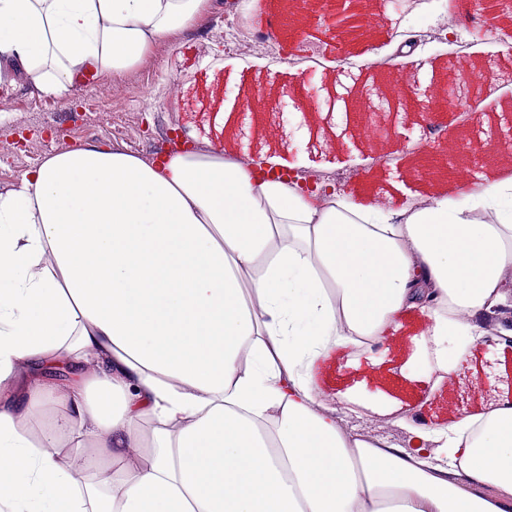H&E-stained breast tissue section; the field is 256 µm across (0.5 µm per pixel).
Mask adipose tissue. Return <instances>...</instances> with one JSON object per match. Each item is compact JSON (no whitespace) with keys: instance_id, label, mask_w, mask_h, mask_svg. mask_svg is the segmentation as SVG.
Listing matches in <instances>:
<instances>
[{"instance_id":"adipose-tissue-1","label":"adipose tissue","mask_w":512,"mask_h":512,"mask_svg":"<svg viewBox=\"0 0 512 512\" xmlns=\"http://www.w3.org/2000/svg\"><path fill=\"white\" fill-rule=\"evenodd\" d=\"M213 7L0 0V90L134 71ZM511 300L512 176L390 209L211 145L46 155L0 192V512H512V399L407 448L315 380L411 311L453 341Z\"/></svg>"}]
</instances>
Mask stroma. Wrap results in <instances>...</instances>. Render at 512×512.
<instances>
[{
    "mask_svg": "<svg viewBox=\"0 0 512 512\" xmlns=\"http://www.w3.org/2000/svg\"><path fill=\"white\" fill-rule=\"evenodd\" d=\"M302 7L301 0H265L263 12L256 13L248 0H223L222 8L159 45L134 72L93 77L67 100L48 99L30 83L17 87L0 119V145L6 148L0 191L49 153L110 143L139 154L143 133L161 128L179 130L190 142L228 147L223 106L237 94L284 86L298 77L315 91L306 123L291 120L279 128L275 115L259 113L257 124L273 131L274 142L248 134L239 139L237 152L297 163L303 175L328 177L341 189L394 208L450 188L451 175H424L418 164L430 147H447L452 130L462 136L453 153L455 167L478 178L505 172L501 158L512 155V144L499 133L512 108V44L485 36L497 12L476 8L472 0H387L385 21L368 37L338 41L326 23L310 19L300 26L298 39H289L285 18ZM443 10L454 20L458 42L437 33L436 16ZM228 12L237 17L229 32L222 23ZM411 34L429 40L417 61L403 64L397 48ZM461 49L473 61H493L495 85L487 90L467 76L461 95L470 110L464 115H405L397 96H389L378 127L396 126L399 136L385 144L389 162L370 154L357 127L345 119L352 98L386 83L398 66L414 87L432 93ZM330 73L338 84L327 82ZM428 323L412 312L383 343L335 351L319 366L316 381L343 407L345 428L409 446L418 432L512 395V347L501 348L498 336L484 333L479 342L466 343L471 357L462 369L443 375L432 368L435 344L425 334Z\"/></svg>",
    "mask_w": 512,
    "mask_h": 512,
    "instance_id": "obj_1",
    "label": "stroma"
}]
</instances>
